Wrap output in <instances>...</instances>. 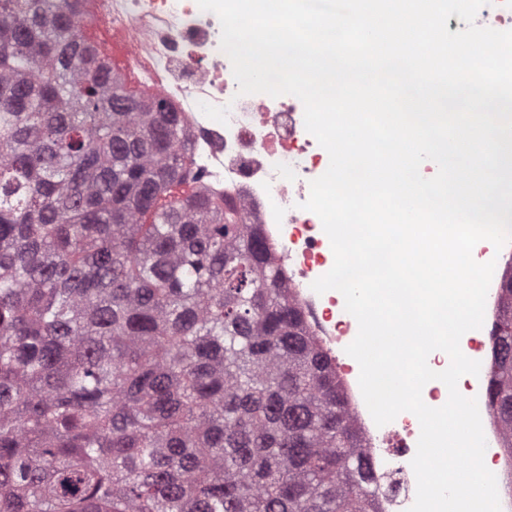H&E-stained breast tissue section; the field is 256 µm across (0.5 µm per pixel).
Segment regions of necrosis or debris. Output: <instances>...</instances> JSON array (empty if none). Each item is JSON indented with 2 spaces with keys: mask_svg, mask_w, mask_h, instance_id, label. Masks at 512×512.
Wrapping results in <instances>:
<instances>
[{
  "mask_svg": "<svg viewBox=\"0 0 512 512\" xmlns=\"http://www.w3.org/2000/svg\"><path fill=\"white\" fill-rule=\"evenodd\" d=\"M83 8L110 22L113 32L127 33L140 65L125 73L126 84L157 87L181 113L207 188L242 210L247 223L262 226L294 298L335 363L370 450L380 512H408L416 497V425L401 415L381 427L374 423L346 353L349 315L331 292L312 288L326 262L324 230L303 204L322 154L301 124L299 99L239 94L220 48V21L197 0H84Z\"/></svg>",
  "mask_w": 512,
  "mask_h": 512,
  "instance_id": "obj_1",
  "label": "necrosis or debris"
}]
</instances>
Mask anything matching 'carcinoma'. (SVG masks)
<instances>
[{
  "mask_svg": "<svg viewBox=\"0 0 512 512\" xmlns=\"http://www.w3.org/2000/svg\"><path fill=\"white\" fill-rule=\"evenodd\" d=\"M80 31L77 0H0V512H379L260 225ZM503 290L511 449V268Z\"/></svg>",
  "mask_w": 512,
  "mask_h": 512,
  "instance_id": "1",
  "label": "carcinoma"
}]
</instances>
